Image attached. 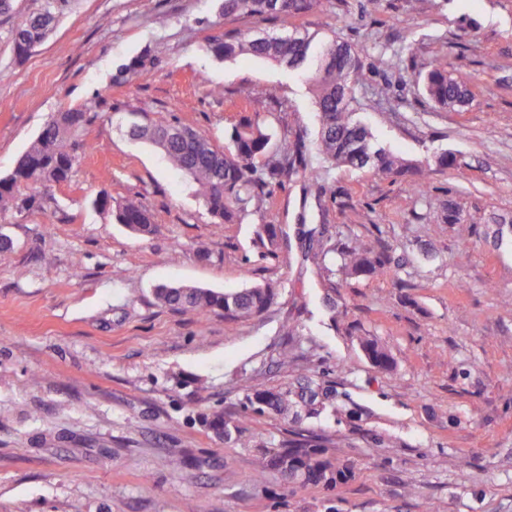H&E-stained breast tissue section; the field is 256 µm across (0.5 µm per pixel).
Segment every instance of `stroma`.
<instances>
[{
    "label": "stroma",
    "mask_w": 512,
    "mask_h": 512,
    "mask_svg": "<svg viewBox=\"0 0 512 512\" xmlns=\"http://www.w3.org/2000/svg\"><path fill=\"white\" fill-rule=\"evenodd\" d=\"M360 2L225 16L220 0H62L23 61L0 14V177L51 115L99 103L54 204L0 210L12 240L0 252V512H512V0H382L372 13ZM295 28L358 48L372 70L358 117L378 144L416 166L452 154L463 173L434 171L421 193L344 167L315 182L284 176L260 211L214 228L192 181L128 136L127 115L169 112L218 148L245 118L314 143L309 81L206 49L222 31ZM436 60L471 73L463 111L423 98L416 75ZM103 193L138 198L155 232L115 223L93 205ZM450 205L469 223H445ZM260 224L282 231L274 253L254 243ZM314 224L328 238L380 240L394 272L328 277L303 259ZM161 283L279 293L230 326L161 306ZM289 319L293 370L276 363ZM364 336L394 370L367 360ZM300 377L331 385L333 408L294 421L246 410V392ZM216 411L244 425L245 443L202 426ZM297 432L331 440L327 455L338 441L351 450L356 474L338 493L251 481L253 454ZM174 452L191 467L171 470ZM463 453L473 466L462 475ZM360 346L366 358L377 368L389 371L394 366L391 354L372 338L361 339Z\"/></svg>",
    "instance_id": "1"
}]
</instances>
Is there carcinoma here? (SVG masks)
Wrapping results in <instances>:
<instances>
[{
	"mask_svg": "<svg viewBox=\"0 0 512 512\" xmlns=\"http://www.w3.org/2000/svg\"><path fill=\"white\" fill-rule=\"evenodd\" d=\"M328 0H221L224 14L305 15L326 9ZM56 19L55 0H49L39 13L12 17L11 44L14 56L24 60L30 48L39 46L52 30ZM313 38L298 29L285 35L259 37L220 33L207 41V50L216 58H263L290 70L308 72L316 87L315 103L320 117L315 150L306 146L300 134L272 144L275 132L270 126L250 120L232 128L229 145L220 150L195 129L177 121L153 120L143 114L129 124L130 134L158 147L168 164L189 176L208 214L216 224L241 222L249 207L259 208L265 197V179L283 175L312 180L323 168L346 166L376 174L424 176L425 169L411 166L388 149L379 146L369 127L356 118L357 91L367 83V70L358 51L347 41L336 38L324 43L316 57H311ZM424 92L439 108L463 110L470 101L467 80L459 70H448L440 62L418 73ZM98 105L68 108L52 116L18 162L13 172L0 178V208L44 211L53 201L51 188L67 182L77 161L81 136L97 118ZM268 157L266 177L257 175L256 160ZM94 205L112 208L115 221L139 234H150L153 224L141 202L130 197L115 204L102 194ZM274 224H260L255 243L266 250L277 244ZM330 275L378 279L388 274L390 256L378 240L347 237L314 253ZM276 288L255 286L234 292H218L184 284H165L155 289L156 300L176 311H192L200 317L224 313V321L236 323L259 317L274 303ZM288 342L278 353L283 368L296 362V326H286ZM366 358L377 368L389 371L394 366L391 354L372 338L361 339ZM331 400L322 386L301 379L280 390L255 391L246 395V408L283 418L318 416ZM215 438L242 440L240 425L214 412L203 419ZM336 443V456H325L319 440L297 433L274 448L260 451L252 461V480L262 482L269 473H277L290 486L313 485L336 491L355 476V461Z\"/></svg>",
	"mask_w": 512,
	"mask_h": 512,
	"instance_id": "cac0c4a2",
	"label": "carcinoma"
}]
</instances>
